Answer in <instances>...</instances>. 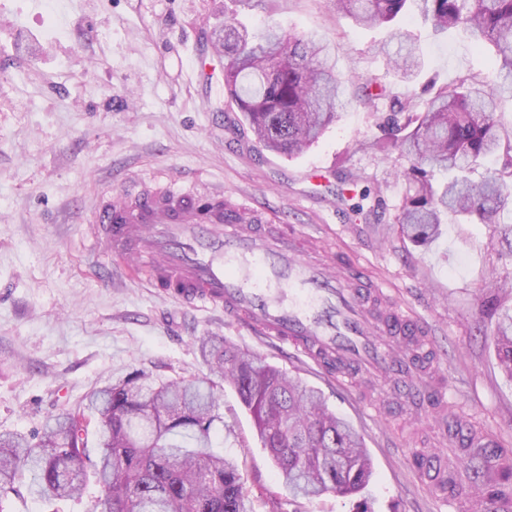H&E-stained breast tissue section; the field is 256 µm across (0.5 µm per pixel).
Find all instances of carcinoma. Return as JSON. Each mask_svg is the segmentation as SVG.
Instances as JSON below:
<instances>
[{"label":"carcinoma","mask_w":512,"mask_h":512,"mask_svg":"<svg viewBox=\"0 0 512 512\" xmlns=\"http://www.w3.org/2000/svg\"><path fill=\"white\" fill-rule=\"evenodd\" d=\"M410 4L436 33L463 25L478 45L496 49L491 78L447 85L422 111L400 107L375 143L383 152L401 149L413 157L403 173L409 194L398 223L414 245L427 248L439 237L444 214L496 224L508 202L503 176L512 177V127L498 112L512 99V0H336V10L363 27L389 24ZM389 40L399 44L392 69L404 81L413 79L424 65L415 44L398 28ZM217 50L224 56V97L263 148L300 154L339 118L347 80L336 74L327 44L316 35L268 26L251 36L227 18ZM492 156L502 157L500 172L473 184L468 170ZM437 170L448 173L446 181L434 182ZM495 314L496 355L512 378V308L500 305ZM197 345L207 378L157 382L137 371L91 391L82 405H61L34 441L0 434V496L17 490L29 472L40 495L78 498L91 474L103 512H250L237 464L212 451L223 422L218 381L231 385L250 412L291 496L353 497L367 487L372 468L363 441L328 410L319 390L221 336H201ZM93 423L101 432L95 457L85 442ZM177 435L192 443L175 442Z\"/></svg>","instance_id":"carcinoma-1"}]
</instances>
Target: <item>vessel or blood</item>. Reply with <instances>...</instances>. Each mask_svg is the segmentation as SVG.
Returning <instances> with one entry per match:
<instances>
[{"label":"vessel or blood","mask_w":512,"mask_h":512,"mask_svg":"<svg viewBox=\"0 0 512 512\" xmlns=\"http://www.w3.org/2000/svg\"><path fill=\"white\" fill-rule=\"evenodd\" d=\"M99 247L126 260L130 279L146 275L153 287L197 308H216L262 336L306 354L317 366L335 363L356 371L403 379L409 401L433 394L444 402L447 386L424 378L431 351L425 328L408 330L402 312L387 308L381 286L358 288L361 269L337 279L327 272L314 238L288 230L275 235L252 224L224 220V197L207 189L170 185L126 199L99 203L93 216ZM466 453L497 474L506 463L492 453L490 434L451 416ZM415 472L436 487L445 467L430 452H413ZM440 500L452 512H512V489L485 504L468 485L450 484Z\"/></svg>","instance_id":"b4317fda"}]
</instances>
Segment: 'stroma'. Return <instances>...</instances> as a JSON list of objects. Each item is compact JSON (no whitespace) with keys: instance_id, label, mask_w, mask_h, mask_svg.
<instances>
[{"instance_id":"obj_1","label":"stroma","mask_w":512,"mask_h":512,"mask_svg":"<svg viewBox=\"0 0 512 512\" xmlns=\"http://www.w3.org/2000/svg\"><path fill=\"white\" fill-rule=\"evenodd\" d=\"M249 31L275 25L315 33L336 52L353 104L308 151L288 158L257 144L241 112L223 101V63L213 51L225 15ZM425 67L402 82L378 48L383 26L356 27L334 0H0V433L32 435L62 400L136 371L160 381L208 373L200 336H221L318 388L328 408L361 435L373 475L370 512H447L418 481L407 451L439 452L449 468L462 451L435 416L392 395L381 411L366 385L331 380L299 352L252 335L217 310L181 304L126 278L99 251L91 213L106 196L141 186L220 187L248 204L267 232L288 224L387 281L390 304L431 328L449 402L512 455V379L501 370L481 311L493 285L512 286V248L498 223L448 214L429 248L413 245L395 217L410 158L372 148L385 118L437 89L491 74L490 51L459 29L439 37L417 14L402 23ZM201 60L195 83L185 81ZM376 98L360 103L363 86ZM214 452L235 460L252 512H355L349 498L293 499L279 482L253 420L232 388ZM99 490L50 502L29 483L0 512H95Z\"/></svg>"}]
</instances>
